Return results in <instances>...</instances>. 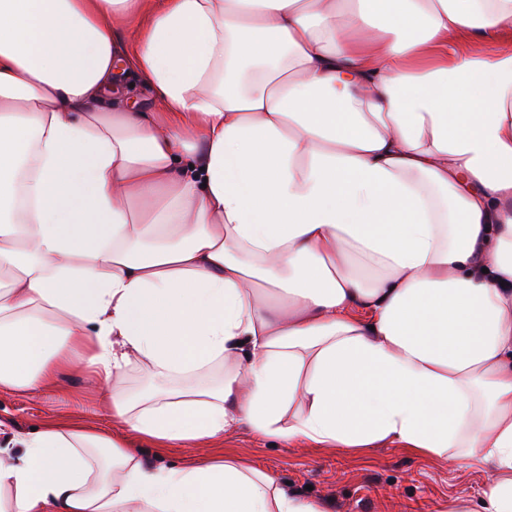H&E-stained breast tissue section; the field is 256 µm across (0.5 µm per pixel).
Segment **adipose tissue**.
Wrapping results in <instances>:
<instances>
[{
  "label": "adipose tissue",
  "mask_w": 512,
  "mask_h": 512,
  "mask_svg": "<svg viewBox=\"0 0 512 512\" xmlns=\"http://www.w3.org/2000/svg\"><path fill=\"white\" fill-rule=\"evenodd\" d=\"M77 364L138 441L405 448L512 512V0H0V389ZM8 439L0 512H326Z\"/></svg>",
  "instance_id": "ef3b65f1"
}]
</instances>
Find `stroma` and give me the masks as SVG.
Listing matches in <instances>:
<instances>
[{
	"label": "stroma",
	"mask_w": 512,
	"mask_h": 512,
	"mask_svg": "<svg viewBox=\"0 0 512 512\" xmlns=\"http://www.w3.org/2000/svg\"><path fill=\"white\" fill-rule=\"evenodd\" d=\"M63 392L30 394L0 390V421L28 431L53 422L84 423L104 430L112 421L100 414V398L80 369L65 373ZM154 463L171 466L209 456H232L277 472L289 491L327 502L331 512H446L449 500L466 492L473 512L480 507L484 476L449 469L444 462L404 448L380 446L361 454L339 448L272 446L239 429L207 446L143 445Z\"/></svg>",
	"instance_id": "stroma-1"
}]
</instances>
